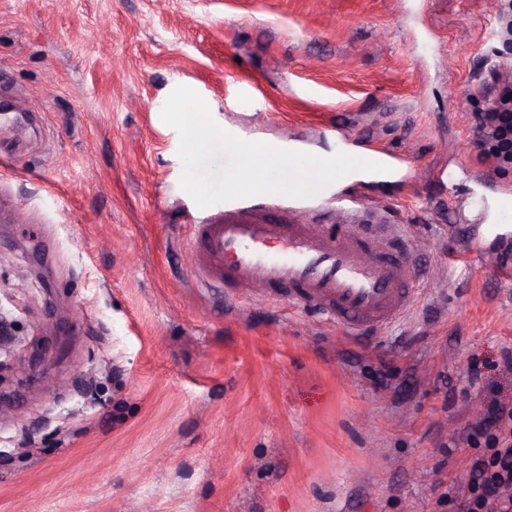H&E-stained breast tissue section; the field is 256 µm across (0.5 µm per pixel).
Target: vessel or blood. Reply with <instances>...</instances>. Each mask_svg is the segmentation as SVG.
Returning a JSON list of instances; mask_svg holds the SVG:
<instances>
[{"label":"vessel or blood","mask_w":512,"mask_h":512,"mask_svg":"<svg viewBox=\"0 0 512 512\" xmlns=\"http://www.w3.org/2000/svg\"><path fill=\"white\" fill-rule=\"evenodd\" d=\"M265 210L262 196L242 197L199 225L196 244L213 286L287 289L357 342L395 324L414 303L404 236L385 239L380 225L360 223L358 200L337 209L331 229L292 207L278 222Z\"/></svg>","instance_id":"vessel-or-blood-1"}]
</instances>
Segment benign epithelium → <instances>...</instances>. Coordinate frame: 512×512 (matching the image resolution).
Wrapping results in <instances>:
<instances>
[{"instance_id": "benign-epithelium-1", "label": "benign epithelium", "mask_w": 512, "mask_h": 512, "mask_svg": "<svg viewBox=\"0 0 512 512\" xmlns=\"http://www.w3.org/2000/svg\"><path fill=\"white\" fill-rule=\"evenodd\" d=\"M482 111L473 116V148L495 176L512 171V68L488 71L481 91Z\"/></svg>"}]
</instances>
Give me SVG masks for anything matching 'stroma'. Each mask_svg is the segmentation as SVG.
Here are the masks:
<instances>
[{"label": "stroma", "instance_id": "1", "mask_svg": "<svg viewBox=\"0 0 512 512\" xmlns=\"http://www.w3.org/2000/svg\"><path fill=\"white\" fill-rule=\"evenodd\" d=\"M512 63V0H0V512H451L512 401V175L470 115ZM252 142L405 156L355 195L421 279L348 340L206 287L175 87Z\"/></svg>", "mask_w": 512, "mask_h": 512}]
</instances>
